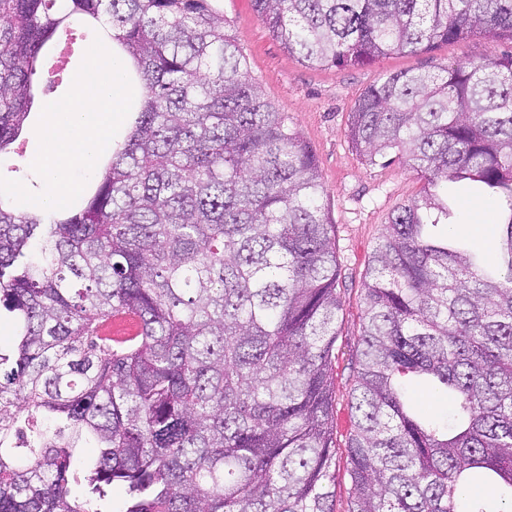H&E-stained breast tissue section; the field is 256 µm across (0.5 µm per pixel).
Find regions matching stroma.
I'll use <instances>...</instances> for the list:
<instances>
[{
  "label": "stroma",
  "instance_id": "stroma-1",
  "mask_svg": "<svg viewBox=\"0 0 512 512\" xmlns=\"http://www.w3.org/2000/svg\"><path fill=\"white\" fill-rule=\"evenodd\" d=\"M218 7L233 30L262 95L288 115L290 123L314 150L323 185V204L336 238L340 269L337 291L342 300L331 377L335 391L332 410L333 460L336 475L335 512H348L351 483L347 442L352 431L350 392L354 357L361 342L363 288L368 263L393 211L419 194L423 183L401 161L366 163L347 136L349 116L359 96L385 74L394 71H436L481 58L512 53V42L485 36L438 43L416 54H394L356 67H312L291 54L267 29L251 0H219ZM91 28L79 21L53 39L41 58L42 75L20 139L0 156V175L23 181L40 191L41 179L27 162L38 149L35 127L44 104L70 89L86 51ZM485 205L489 221L474 224L466 206ZM450 222L463 225L464 245L490 260H498L496 241L506 213L501 200L485 191L449 193Z\"/></svg>",
  "mask_w": 512,
  "mask_h": 512
}]
</instances>
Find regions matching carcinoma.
I'll return each mask as SVG.
<instances>
[{
	"mask_svg": "<svg viewBox=\"0 0 512 512\" xmlns=\"http://www.w3.org/2000/svg\"><path fill=\"white\" fill-rule=\"evenodd\" d=\"M217 2L0 0V153L74 18L112 33L143 90L73 205L0 200V313L16 328L0 351V512H108L111 486L120 512H335L342 301L318 160L259 92ZM252 4L317 67L512 41V0ZM347 135L369 163L393 152L424 180L368 263L349 512H493L473 474L512 502V216L495 276L454 247L448 182L512 212V54L389 73ZM126 311L139 335H98ZM417 380L448 394V420L412 409Z\"/></svg>",
	"mask_w": 512,
	"mask_h": 512,
	"instance_id": "1",
	"label": "carcinoma"
}]
</instances>
